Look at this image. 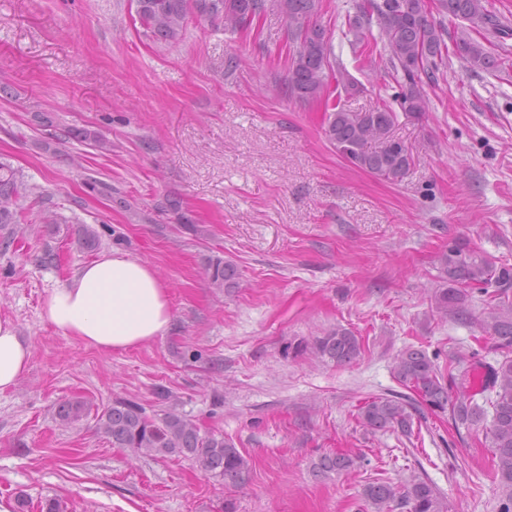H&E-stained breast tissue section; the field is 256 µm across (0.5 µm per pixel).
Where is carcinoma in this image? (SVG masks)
I'll return each mask as SVG.
<instances>
[{
	"instance_id": "1",
	"label": "carcinoma",
	"mask_w": 512,
	"mask_h": 512,
	"mask_svg": "<svg viewBox=\"0 0 512 512\" xmlns=\"http://www.w3.org/2000/svg\"><path fill=\"white\" fill-rule=\"evenodd\" d=\"M430 0H361L357 13L349 21V31L362 41L364 26L377 20L381 40L390 52L392 77L399 91L393 101L401 111L420 115L427 111L421 91L425 84L438 80L440 66L448 61L444 30L429 19ZM136 13L146 35L153 40L175 43L182 39L192 18L221 24L236 31L262 16L268 6L275 7L288 20L292 54L286 90L300 101L319 100L328 92V71L332 70L333 46L325 28L318 22L321 0H135ZM439 11L468 21L472 27L490 23L484 0H437ZM456 54L473 69L497 67V59L471 38L455 43ZM397 114L386 102L367 112H349L334 104L326 113L324 133L336 152L354 167L395 182L407 173L411 163L408 150L396 140L391 130ZM70 138L102 152L112 151V143L90 129H72ZM21 175L9 163L0 161V228L25 220L21 204ZM85 249L99 245V233L84 224L78 231ZM442 284L434 291L436 309L462 316L466 313L467 288L490 281H512V270H495L482 258L464 252L460 246L448 248L440 256ZM206 274L213 288H233L239 277L237 267L219 256L210 257ZM487 329L507 347L512 346V303L500 301ZM321 356L338 365L350 364L361 354V342L350 330L336 327L313 341ZM395 379L414 395L395 392L391 396L373 397L360 408L362 423L372 430L399 428L411 432L413 416L422 407L450 409L454 423L476 425L484 420L486 409L476 396L486 392L485 405L492 408L488 428L495 471L504 488L500 512H512V357L506 355L494 365L477 363L448 372L443 376L426 352L408 348L393 367ZM85 411L81 400H69L58 406L56 416L65 425L78 421ZM99 429L112 445L133 454L159 457H184L215 477L240 481L248 462L224 435L203 432L192 420L175 411L158 417L146 414L138 402L117 401L98 416ZM352 465L344 454H326L313 464V473L323 476L342 472ZM375 512H391V507L408 512H447L434 486L413 480L399 487L388 482H371L362 492Z\"/></svg>"
}]
</instances>
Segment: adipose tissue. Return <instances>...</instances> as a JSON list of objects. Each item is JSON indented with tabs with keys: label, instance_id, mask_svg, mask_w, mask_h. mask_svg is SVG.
<instances>
[{
	"label": "adipose tissue",
	"instance_id": "1",
	"mask_svg": "<svg viewBox=\"0 0 512 512\" xmlns=\"http://www.w3.org/2000/svg\"><path fill=\"white\" fill-rule=\"evenodd\" d=\"M43 311L65 336L102 352L131 349L163 336L172 321L165 282L148 263L113 249L53 288ZM32 344L0 319V393L26 372Z\"/></svg>",
	"mask_w": 512,
	"mask_h": 512
}]
</instances>
